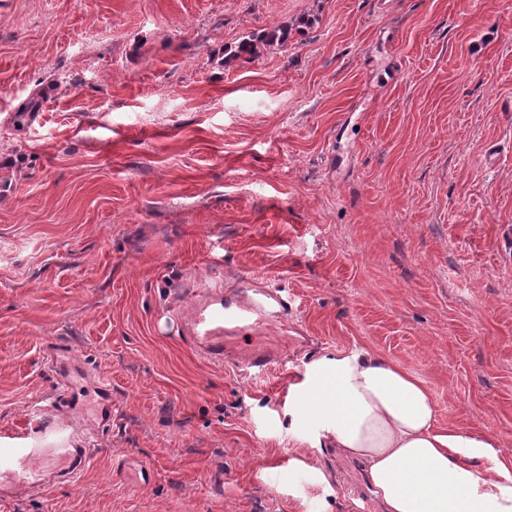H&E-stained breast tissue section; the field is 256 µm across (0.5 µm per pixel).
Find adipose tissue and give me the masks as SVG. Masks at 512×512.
Masks as SVG:
<instances>
[{
    "label": "adipose tissue",
    "mask_w": 512,
    "mask_h": 512,
    "mask_svg": "<svg viewBox=\"0 0 512 512\" xmlns=\"http://www.w3.org/2000/svg\"><path fill=\"white\" fill-rule=\"evenodd\" d=\"M304 423L364 466L383 512H512V468L496 443L439 426L419 380L370 351L317 361Z\"/></svg>",
    "instance_id": "1"
}]
</instances>
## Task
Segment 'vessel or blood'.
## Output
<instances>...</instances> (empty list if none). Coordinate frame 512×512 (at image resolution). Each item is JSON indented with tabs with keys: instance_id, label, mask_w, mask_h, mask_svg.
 Masks as SVG:
<instances>
[{
	"instance_id": "vessel-or-blood-1",
	"label": "vessel or blood",
	"mask_w": 512,
	"mask_h": 512,
	"mask_svg": "<svg viewBox=\"0 0 512 512\" xmlns=\"http://www.w3.org/2000/svg\"><path fill=\"white\" fill-rule=\"evenodd\" d=\"M287 308V299L275 288H252L244 282L229 291L205 288L188 314L185 334L204 357L220 363L234 336L255 329L265 316ZM86 460V455L73 448L66 423L48 421L34 435L1 428L0 500L11 497L25 483L34 462L50 463L59 478L71 479Z\"/></svg>"
}]
</instances>
